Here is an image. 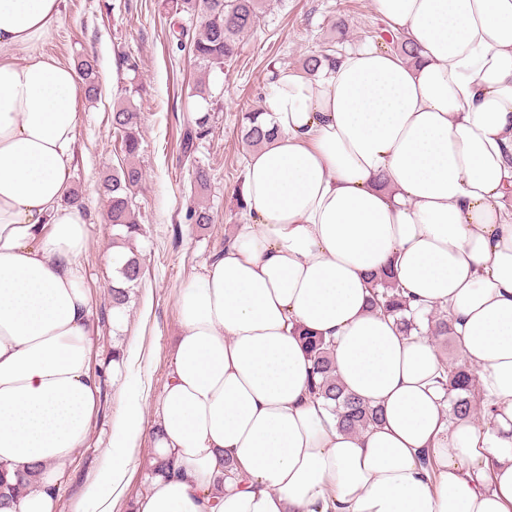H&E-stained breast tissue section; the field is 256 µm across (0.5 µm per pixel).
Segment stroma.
I'll use <instances>...</instances> for the list:
<instances>
[{"label": "stroma", "instance_id": "obj_1", "mask_svg": "<svg viewBox=\"0 0 512 512\" xmlns=\"http://www.w3.org/2000/svg\"><path fill=\"white\" fill-rule=\"evenodd\" d=\"M383 24L373 0H268L263 25L245 39L237 61L209 75L216 129L195 152L211 173L210 185L203 191L194 185L182 150L192 117L185 91L193 86L200 68L171 42L163 0H62L61 20L40 50L71 65L83 53H95L102 88L96 102L81 103L71 174L80 206L93 216L82 264L92 294V365L102 378L89 440L60 469L55 512H82L84 496L125 411L124 387L129 383L139 384L146 400V435L127 450L130 478L123 494L113 500L112 512H128L130 502L146 485L148 432L157 422L155 408L181 331L177 295L199 275L203 261L223 248L240 219L249 153L240 135L242 115L261 109L271 72H300L306 55L327 47L342 53L371 43ZM125 54L136 58L137 72L121 67ZM128 98L140 112L138 160L146 184L134 196L142 231L129 242L140 259L141 277L118 323L113 317L108 261L113 229L98 186L121 162L112 109ZM200 203L209 206L211 224L188 220L189 209ZM117 349L125 353L119 364L112 360Z\"/></svg>", "mask_w": 512, "mask_h": 512}]
</instances>
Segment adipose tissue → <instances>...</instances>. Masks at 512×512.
<instances>
[{"mask_svg": "<svg viewBox=\"0 0 512 512\" xmlns=\"http://www.w3.org/2000/svg\"><path fill=\"white\" fill-rule=\"evenodd\" d=\"M373 3L413 58L365 45L272 83L242 222L177 296L151 448L174 467L132 512H512V0ZM60 17L61 0H0V478L33 476L0 512H53L98 410L92 215L66 202L80 78L38 50ZM388 265L416 307L447 311L477 420L450 419L435 341L370 309ZM302 330L332 340L380 425L343 432L308 397ZM127 399L85 512L124 488L144 433L136 387Z\"/></svg>", "mask_w": 512, "mask_h": 512, "instance_id": "1", "label": "adipose tissue"}]
</instances>
